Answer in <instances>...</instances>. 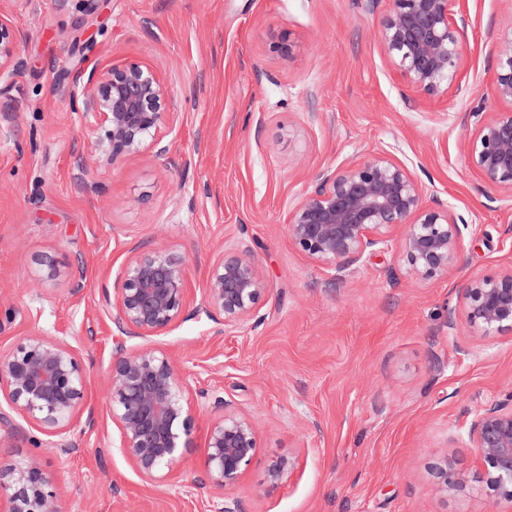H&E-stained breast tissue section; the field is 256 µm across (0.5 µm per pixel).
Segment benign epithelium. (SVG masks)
Masks as SVG:
<instances>
[{
  "mask_svg": "<svg viewBox=\"0 0 512 512\" xmlns=\"http://www.w3.org/2000/svg\"><path fill=\"white\" fill-rule=\"evenodd\" d=\"M378 38L392 67L413 91L434 95L467 64L468 21L455 15L462 0H390ZM20 32L0 13V80L23 66ZM499 70L494 98L512 104V29L496 37ZM72 108L104 132L81 162L84 176L95 166H116L155 148L172 129L175 112L164 81L136 62L79 73ZM478 120L469 133L470 165L484 185L512 195V108ZM288 238L306 257L331 263L332 280L349 266L395 249L409 276L433 279L459 265L470 224L448 209L432 208L421 181L405 163L376 153L319 174L288 216ZM187 260L165 244L133 246L117 286L101 289L112 323L114 354L106 373V405L118 432L115 447L139 478L166 481L188 447L196 424L192 402L205 399L214 414L203 458L205 485L223 499L219 512H239L226 492L235 486L259 448L253 421L228 410L224 396L193 386L175 355L152 345L130 349L131 338L162 336L190 304ZM264 292L248 245L224 251L210 271L202 312L233 328L254 316ZM462 319L476 335L512 329V264L495 276L477 278L461 295ZM0 398L40 435L64 441L86 410L83 360L58 336L20 337L0 356ZM468 437L492 492L512 498V392L477 409ZM4 512H60L57 488L41 461L0 463Z\"/></svg>",
  "mask_w": 512,
  "mask_h": 512,
  "instance_id": "1",
  "label": "benign epithelium"
}]
</instances>
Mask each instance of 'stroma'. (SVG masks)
<instances>
[{
	"label": "stroma",
	"instance_id": "stroma-1",
	"mask_svg": "<svg viewBox=\"0 0 512 512\" xmlns=\"http://www.w3.org/2000/svg\"><path fill=\"white\" fill-rule=\"evenodd\" d=\"M361 0H0L24 65L0 83V353L22 336L66 338L86 365L87 411L65 450L34 446L19 414L0 423V459L38 453L61 512H217L201 463L210 417L167 485L144 484L112 446L104 382L112 324L100 300L129 248L163 242L187 258L192 308L156 346L193 384L248 414L259 448L230 490L240 512H512L490 495L463 424L512 391V330L462 323L459 295L512 262V199L468 162L471 112L506 105L490 89L512 0H467L468 64L434 96L409 91ZM290 45L282 53L281 45ZM137 62L166 83L178 118L162 151L95 168L97 135L73 111L75 76ZM388 152L427 204L474 224L457 270L417 280L395 252L333 281L300 253L287 217L318 173ZM251 246L265 286L256 314L218 332L198 307L224 250ZM50 255L47 280L37 259ZM82 290L70 291L74 268ZM449 459L463 489L438 492ZM284 460L276 485L267 471Z\"/></svg>",
	"mask_w": 512,
	"mask_h": 512
}]
</instances>
